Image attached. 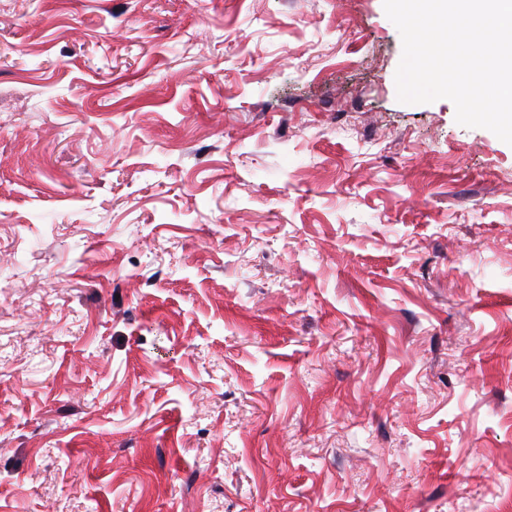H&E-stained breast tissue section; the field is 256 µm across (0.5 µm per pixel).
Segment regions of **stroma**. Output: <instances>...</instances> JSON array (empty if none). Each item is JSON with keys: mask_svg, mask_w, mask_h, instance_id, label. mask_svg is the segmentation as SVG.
Segmentation results:
<instances>
[{"mask_svg": "<svg viewBox=\"0 0 512 512\" xmlns=\"http://www.w3.org/2000/svg\"><path fill=\"white\" fill-rule=\"evenodd\" d=\"M383 0H0V512H505L512 146Z\"/></svg>", "mask_w": 512, "mask_h": 512, "instance_id": "1", "label": "stroma"}]
</instances>
